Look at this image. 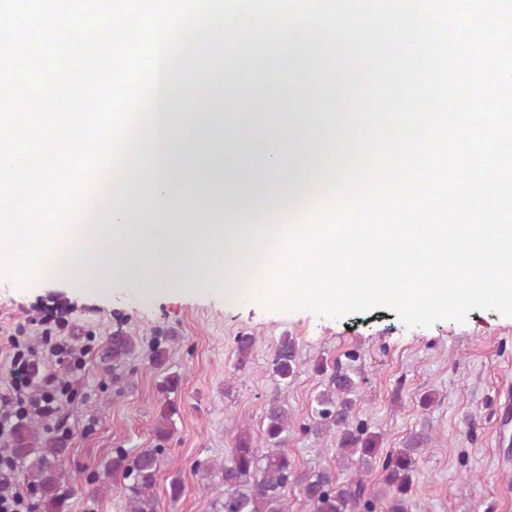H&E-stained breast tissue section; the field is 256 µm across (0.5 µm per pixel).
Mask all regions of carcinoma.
Masks as SVG:
<instances>
[{
  "label": "carcinoma",
  "mask_w": 512,
  "mask_h": 512,
  "mask_svg": "<svg viewBox=\"0 0 512 512\" xmlns=\"http://www.w3.org/2000/svg\"><path fill=\"white\" fill-rule=\"evenodd\" d=\"M172 339L168 332L157 334L150 355L153 364L163 363L166 344ZM138 348L136 337L119 323L99 348L100 362L117 369ZM271 368L272 374L285 384L296 375L297 349L292 337L280 338ZM356 390L355 379L337 364L330 372L326 388L317 394L311 412L316 424L339 429L337 453L347 466L355 468L356 479L339 483L336 475L327 470L296 472L286 448L290 431L288 412L275 401L265 415L263 437L269 448L265 456L258 455L250 436L241 435L219 470H214L207 460L196 465L195 472L206 480L204 487H210L216 480L224 484V490L219 492L217 512H288L285 497L290 485L299 487L311 512H354L356 508L364 512H407L405 495L412 484L411 474L420 449L398 448L388 452L382 461L388 490L379 494L368 491L364 474L373 469L379 448L375 436L350 421L354 407L352 395ZM176 413L174 402L165 400L162 422L156 430V445L118 448L112 456V472L126 480L124 491L129 512H158L156 474L166 453L164 444L173 432L171 418ZM12 453L25 464L24 480L38 494L43 512H63L65 498L60 493V484L69 454L66 443L41 431L33 421L21 420L13 430Z\"/></svg>",
  "instance_id": "obj_1"
}]
</instances>
